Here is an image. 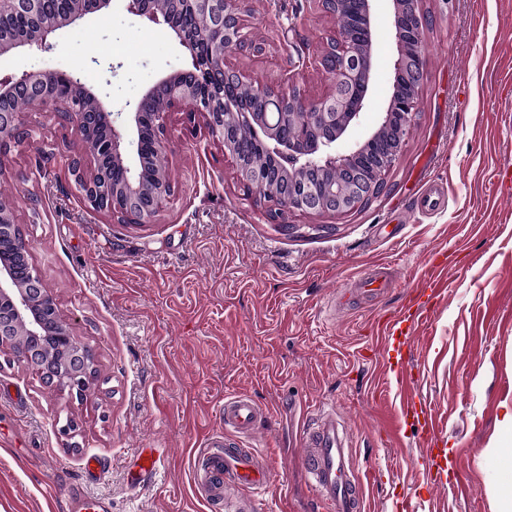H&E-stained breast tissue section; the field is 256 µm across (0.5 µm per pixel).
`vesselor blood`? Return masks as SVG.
Masks as SVG:
<instances>
[{"label":"vessel or blood","instance_id":"vessel-or-blood-1","mask_svg":"<svg viewBox=\"0 0 512 512\" xmlns=\"http://www.w3.org/2000/svg\"><path fill=\"white\" fill-rule=\"evenodd\" d=\"M446 202L447 191L441 185L426 188L414 200L416 209L423 213L437 212ZM402 412L417 422L424 435L427 465L435 472L437 484L450 485L448 451L440 446L435 415L415 394L406 395ZM264 416L263 409L249 396L225 398L219 409L220 427L206 437L193 462L194 483L209 502H223L229 486L244 493H259L273 484L274 472L240 446L241 438L253 434ZM160 462L161 456L154 449H139L128 466V489L136 491L151 482ZM301 464L314 487L317 504L326 512H363L362 486L335 407L319 408L314 428L302 439ZM69 506L71 512H108L110 508L105 499L78 486L69 491Z\"/></svg>","mask_w":512,"mask_h":512}]
</instances>
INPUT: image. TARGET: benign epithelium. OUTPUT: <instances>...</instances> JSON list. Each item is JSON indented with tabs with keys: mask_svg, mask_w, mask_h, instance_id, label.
<instances>
[{
	"mask_svg": "<svg viewBox=\"0 0 512 512\" xmlns=\"http://www.w3.org/2000/svg\"><path fill=\"white\" fill-rule=\"evenodd\" d=\"M195 13L205 15L210 20L211 30L216 34L213 40V66L219 71L224 84L234 86L247 83V76L235 64L231 57L252 45L247 31L248 23L244 19L243 0H183ZM318 7L337 21L333 34L322 41L319 54L302 61L301 68L290 69L277 86H255V95L260 99L278 102L290 109L299 110L306 122L295 128L290 135L278 132L275 125L267 120L265 112H238L235 122L238 126H248L261 141L265 149L277 160L281 167L292 170L343 171L347 190L340 195L334 189L318 182L306 181L297 184L290 192L284 191L277 181L261 173H253L233 159L240 181L270 205V217L279 222L280 228L290 232L298 230L288 223V213H318L341 216L358 210L371 203L382 194L386 181L385 169L373 175L351 167L353 157L362 151L372 139L355 141L349 152L338 150V141L358 122L363 108L373 66V40L368 26L371 24L373 0H360L363 24L356 30L346 23L351 13L352 0H316ZM16 12L39 21L41 36L37 44H27L32 52H47L53 49L57 31L61 26L44 19L40 9V0H10ZM129 13L154 18L158 16L150 5V0H129ZM165 23L175 31L180 43L190 51L192 67H200L202 59L194 40L176 25L171 15L163 16ZM427 14L417 0H393L392 24L396 54L392 65L394 76L407 72L411 76L412 89L406 93L390 95L381 121L399 118L398 141L389 155L395 160L402 150L406 138L411 133L416 116L417 99L425 71V56L421 52L409 53L406 37L421 36L426 28ZM330 71L333 79L328 88L319 96L306 94L303 75L308 71ZM63 76L54 70H26L17 77L0 81V102L9 103L20 96H28L34 103L49 107L56 112L62 122L71 124L81 134L91 133V114L80 110L72 97L64 94L47 98L41 93L43 85L54 82ZM183 74L170 75L161 83L173 87L170 106L163 112L151 115L156 131L153 149L157 153L165 151L168 126L171 114L180 112L186 122L199 123L208 134L224 145V154L233 155L232 140L235 130L224 125L222 113L216 111L215 102L199 100L194 88L181 84ZM142 103H137L128 115L124 132L112 126V112L101 105L102 122L108 135L105 139L87 145L85 152L70 160L68 175L74 181L83 200L93 209L119 215L125 224H147L170 201L174 193L172 185L161 182L150 197L142 194L137 185L139 171L129 172V178L120 188L112 189V195H103L99 201L91 200L89 190L95 188L98 163L105 157L113 161H124L125 142L137 135L144 113ZM12 138L17 146L28 137V130L22 120V113L14 111L0 112V140L5 136ZM55 302L51 289L36 275L32 276L27 287L17 286L14 275L5 266L0 267V349H16L18 345V326L27 322L26 335L29 343L19 352L26 367L38 374L43 380L66 387L70 392L83 395L94 378L95 369L92 351L81 344L73 335L69 324H58L55 332L65 360L61 367L53 366L42 355L38 347L39 337L45 335V320L33 307L32 299Z\"/></svg>",
	"mask_w": 512,
	"mask_h": 512,
	"instance_id": "7a95c632",
	"label": "benign epithelium"
}]
</instances>
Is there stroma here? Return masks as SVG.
Instances as JSON below:
<instances>
[{"mask_svg": "<svg viewBox=\"0 0 512 512\" xmlns=\"http://www.w3.org/2000/svg\"><path fill=\"white\" fill-rule=\"evenodd\" d=\"M255 40L275 63L235 62L255 84H277L288 66L336 27L306 0H244ZM426 80L414 129L387 187L354 213L289 214L290 234L238 180L222 145L173 115L165 163L175 194L149 224H120L82 201L65 175L63 144L80 135L57 114L30 107L29 136L8 156L0 188L29 242L30 261L62 316L96 359L85 397L45 384L11 350L0 351V512H68L67 487L109 499L111 512L216 510L193 483L191 458L219 426L224 399L249 394L267 409L247 440L278 474L244 512H312L300 465L309 411L332 405L347 430L367 512H396L397 499L430 512H492L497 486L512 484V0H425ZM392 0H375L374 77L360 122L366 140L392 91ZM96 68L112 83V120L162 78L189 70L188 50L164 22L120 11L61 31L41 68ZM55 159H48V152ZM446 207L414 210L429 182ZM447 260V293L410 344L414 389L435 411L459 481L427 485L424 446L411 424L404 445L381 429L399 412L400 388L381 343L386 322L412 297L424 267ZM389 288L352 290L382 269ZM74 419V439L59 432ZM165 467L142 492L126 487L137 449ZM101 460L92 480L85 457Z\"/></svg>", "mask_w": 512, "mask_h": 512, "instance_id": "stroma-1", "label": "stroma"}]
</instances>
